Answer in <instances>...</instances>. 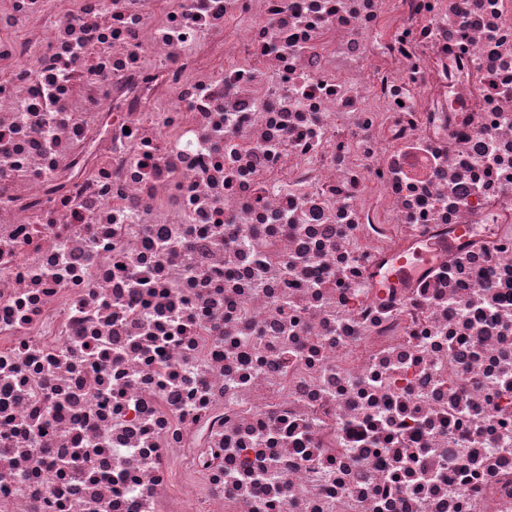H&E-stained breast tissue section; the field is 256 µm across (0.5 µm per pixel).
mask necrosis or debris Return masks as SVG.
Instances as JSON below:
<instances>
[{
  "label": "necrosis or debris",
  "instance_id": "necrosis-or-debris-1",
  "mask_svg": "<svg viewBox=\"0 0 512 512\" xmlns=\"http://www.w3.org/2000/svg\"><path fill=\"white\" fill-rule=\"evenodd\" d=\"M0 512H512V0H0Z\"/></svg>",
  "mask_w": 512,
  "mask_h": 512
}]
</instances>
